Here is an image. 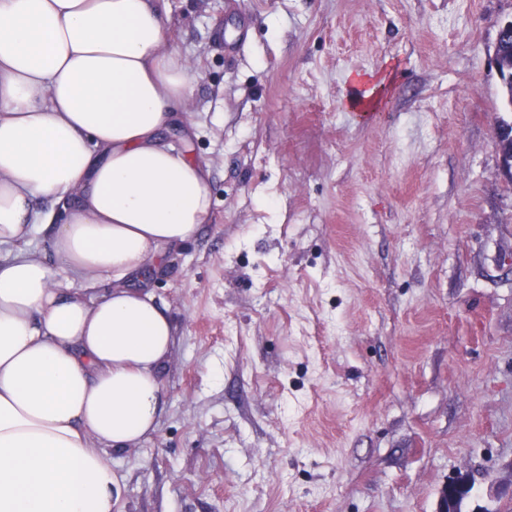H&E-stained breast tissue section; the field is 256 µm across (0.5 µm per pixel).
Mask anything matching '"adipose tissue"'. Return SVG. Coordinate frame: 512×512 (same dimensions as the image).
Listing matches in <instances>:
<instances>
[{"instance_id": "ef3b65f1", "label": "adipose tissue", "mask_w": 512, "mask_h": 512, "mask_svg": "<svg viewBox=\"0 0 512 512\" xmlns=\"http://www.w3.org/2000/svg\"><path fill=\"white\" fill-rule=\"evenodd\" d=\"M159 0H0V512H115L174 325L146 285L212 212ZM68 200L61 224L37 200ZM52 226V259L20 250ZM104 293H96L100 283Z\"/></svg>"}]
</instances>
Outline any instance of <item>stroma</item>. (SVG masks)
I'll use <instances>...</instances> for the list:
<instances>
[{
	"instance_id": "1",
	"label": "stroma",
	"mask_w": 512,
	"mask_h": 512,
	"mask_svg": "<svg viewBox=\"0 0 512 512\" xmlns=\"http://www.w3.org/2000/svg\"><path fill=\"white\" fill-rule=\"evenodd\" d=\"M163 6L213 207L148 280L175 340L116 512H435L462 474L512 512V0Z\"/></svg>"
}]
</instances>
